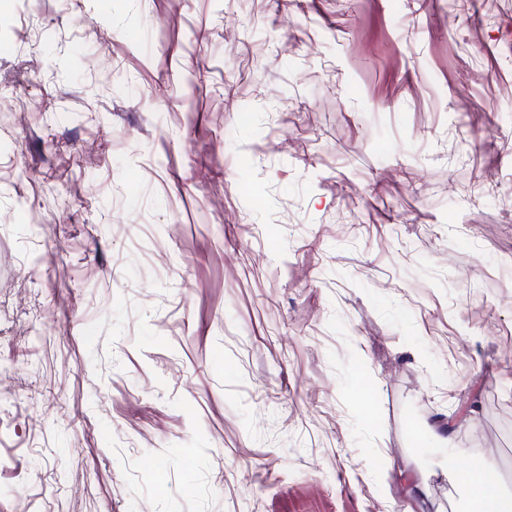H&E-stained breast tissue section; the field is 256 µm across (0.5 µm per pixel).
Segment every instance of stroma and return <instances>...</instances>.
I'll return each mask as SVG.
<instances>
[{"label":"stroma","mask_w":512,"mask_h":512,"mask_svg":"<svg viewBox=\"0 0 512 512\" xmlns=\"http://www.w3.org/2000/svg\"><path fill=\"white\" fill-rule=\"evenodd\" d=\"M4 98L0 512L512 494V0H0ZM473 461L475 465L460 474V481L470 490L474 503L486 512H511L512 496L503 494L488 483L492 464L482 457H474Z\"/></svg>","instance_id":"1"}]
</instances>
